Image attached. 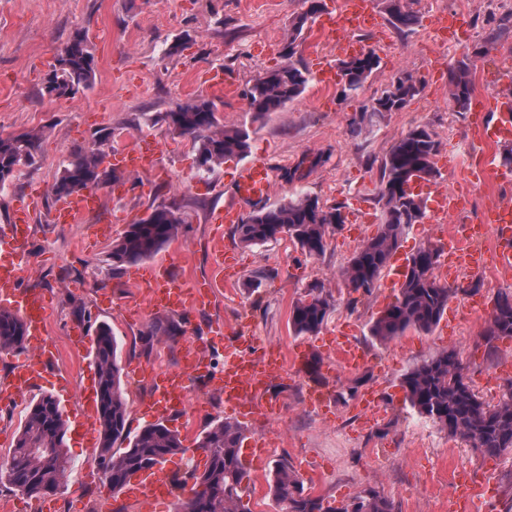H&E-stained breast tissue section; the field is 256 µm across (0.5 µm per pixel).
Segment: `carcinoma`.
Segmentation results:
<instances>
[{
	"label": "carcinoma",
	"instance_id": "obj_1",
	"mask_svg": "<svg viewBox=\"0 0 512 512\" xmlns=\"http://www.w3.org/2000/svg\"><path fill=\"white\" fill-rule=\"evenodd\" d=\"M323 8L320 0H311V8L292 20L288 43L283 47L286 63L267 71L246 91L248 110L256 113L275 112L296 100L308 82V70L297 58L298 39L312 15ZM389 21L401 35L410 34L419 18L403 0H388ZM512 33V11L502 14L490 33L495 41ZM485 54L482 48L465 53L449 70L450 99L456 112L468 110L473 93V57ZM375 54L342 60L347 84L341 90L346 97L362 88L367 78L379 67ZM95 78L94 55L87 34L77 31L64 45V53L56 60L44 90L49 95L73 97L81 89L92 86ZM420 88L410 75H402L373 99L369 112L376 114L403 108L418 95ZM168 124L180 135L192 139L196 151L197 171H211L228 157H244L249 151V134L239 128L219 126L213 103L200 99L179 105L167 114ZM112 132L97 130L90 147L79 151L60 172L53 185L55 197L72 196L100 182L124 181L123 173L102 164L112 148ZM36 136L30 133L0 136V190L9 185L21 167L34 159ZM438 142L425 127H418L397 140L380 163L376 201L381 204L383 221L375 235L368 238L343 271L347 287L354 293L369 294L397 251L406 230L426 216L419 195L405 193L402 184L414 172L423 180L439 175L435 165ZM184 218L167 207L154 208L149 216L129 225L122 237L112 243V266L119 269L156 254L175 239ZM345 223L340 206L325 207L319 199L306 195L286 203L253 211L239 224L234 235L239 244L249 247L264 244L282 235L288 236L309 256L324 254L329 231ZM439 250L430 246L418 250L407 261L396 301L388 305L369 327L372 338L387 343L409 329L427 332L436 326L448 309L449 300L457 295L479 291L475 282L467 288L441 282L434 270ZM335 307L331 291L315 285L297 300L291 314L296 335L313 336L327 321ZM180 334L179 324L157 317L141 332L146 347L165 337ZM23 325L19 316L0 308V352L13 353L22 347ZM512 339V289L499 290L492 299V311L480 342L484 356L498 351L497 342ZM91 353L97 368L100 421V445L95 462L103 472V484L112 493L122 490L132 474L153 466L184 451L180 434L156 423L142 430L130 447L117 454L112 446L128 438L127 400L119 360V343L112 328L102 323L96 329ZM469 362L460 352L443 350L415 365L404 377L406 401L420 416L432 421L448 434L460 438L487 458H496L512 450V381L500 400L490 405L482 400L465 381ZM67 420L60 404L49 395L34 401L16 436L10 456L0 466V481L31 497L57 492L68 478V457L64 438ZM244 429L241 424L215 418L199 435L196 447L204 456L201 472L194 474L191 494L177 498L175 512H251L243 503V481L247 470L241 456ZM275 504L286 502L291 512H396L393 500L374 488L334 506L306 493L304 480L281 460L270 480Z\"/></svg>",
	"mask_w": 512,
	"mask_h": 512
}]
</instances>
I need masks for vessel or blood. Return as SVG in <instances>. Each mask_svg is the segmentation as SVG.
<instances>
[{
	"label": "vessel or blood",
	"mask_w": 512,
	"mask_h": 512,
	"mask_svg": "<svg viewBox=\"0 0 512 512\" xmlns=\"http://www.w3.org/2000/svg\"><path fill=\"white\" fill-rule=\"evenodd\" d=\"M377 16L371 0H340L337 7L319 21L322 32L336 41L342 54L357 51L356 32L377 28ZM473 121L482 136L493 143L512 145V94L500 90L487 97L485 113L475 114ZM159 150L158 143L143 137L109 157L111 166L131 171H145ZM271 169L266 158H254L239 174L232 192L245 202L264 201L271 189ZM430 213L432 223H447L449 217L461 214L466 202L445 185L425 181L415 187ZM99 200L95 193L56 201L53 221L57 224L82 223L85 214L96 211ZM31 204H17L11 222L5 231L11 240L8 250L0 255V301L9 304L23 320L27 335L24 357L15 361L9 376L0 386V397L15 401L39 386L48 376L59 374L58 363L47 345L49 302L38 289L23 287L20 282L24 258L25 238L32 222ZM482 231L491 234L493 254H485L474 241L470 229H463L452 240L439 241L442 262L439 273L448 284H455L459 272L473 275L485 273L487 258H494L497 266L512 268V204H498L488 208ZM140 295L149 308L182 315L195 314L208 305L216 286L212 280L189 282L171 270L168 263H156L147 278L140 282ZM329 350L341 366L348 370L361 368L366 363L364 350L349 336L340 333L330 343ZM183 367L179 370H161L148 374L151 385L149 406L156 419L166 421L185 414L191 402V384L196 364L205 356L204 347L192 340L181 346ZM275 369L267 358V349L257 346L249 356L238 354L225 358L220 372L207 375L206 382L219 391L226 405L243 408H262L263 393ZM80 413L73 420L89 447H97L96 423L98 404L89 399L79 405ZM125 503L131 512H155L159 503H172L176 492L171 482L169 465L160 463L140 472L125 487Z\"/></svg>",
	"instance_id": "vessel-or-blood-1"
}]
</instances>
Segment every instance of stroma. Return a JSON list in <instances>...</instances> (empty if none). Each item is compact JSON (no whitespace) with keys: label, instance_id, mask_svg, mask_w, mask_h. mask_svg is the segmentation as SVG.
<instances>
[{"label":"stroma","instance_id":"35a3bbf8","mask_svg":"<svg viewBox=\"0 0 512 512\" xmlns=\"http://www.w3.org/2000/svg\"><path fill=\"white\" fill-rule=\"evenodd\" d=\"M419 17L409 36L391 26L382 33L360 32L364 50L375 52L380 65L363 87L340 99L337 87L309 82L296 101L277 112L248 111L244 89L266 71L284 62L282 48L292 19L307 10L306 0H0V133L38 134L39 148L31 166L21 168L8 189L0 191V227L9 222L21 200L37 208L27 243L24 278L50 295L48 332L62 378H47L41 391L53 396L67 414H74L79 395L95 390L97 370L89 347L68 336L67 328L82 323L95 331L109 323L120 343V364L128 383V433L137 435L154 422L147 409V384L139 369L161 364L179 368L176 341L163 340L143 350L139 336L152 319L131 286L137 265L113 269L109 259L114 239L152 207L164 205L181 213L185 224L178 237L155 254L187 279L208 277L218 261L212 249L223 236L232 253V286L217 288L185 336L204 338L212 368L222 369L232 333L202 337L212 322L244 324L250 336L279 350L284 366L280 378L265 392L276 402L275 417L244 422L246 439L274 440L260 465L250 470L244 501L251 512H276L267 480L281 459H288L315 497L339 501L373 487L390 497L396 512H448L453 472L467 470L477 486L495 494L467 504L466 512H505L512 504V451L489 459L432 421L417 415L405 400L402 380L414 365L448 348L464 351L470 361L467 382L485 400L497 402L507 383L497 376L502 360L512 359V339L500 342L495 360L484 358L475 344L489 319L488 312H470L465 297L452 301L458 318L451 330H408L388 343L369 334V326L395 301L399 288L381 277L374 291L348 307L349 290L342 272L360 245L375 234L380 207L375 195L378 166L391 146L410 130L425 126L440 144L436 165L439 182L468 192L467 222L479 223L497 199H512V187L492 178L474 184L485 161L494 169L511 167L505 150L478 141L467 113L449 104L448 70L474 46H487L475 60L473 100L497 86L502 69L512 70V36L493 43L485 37L512 0H406ZM465 6L469 26L445 42L435 32L437 15ZM88 35L96 61L93 86L75 98L40 96L43 77L58 48L75 31ZM224 69L234 83L233 95L214 98L222 126L247 130V156L225 159L205 175H197L190 138L179 136L166 115L179 104L202 97V82L212 70ZM411 75L421 90L402 111L386 112L365 121L360 133L351 123L390 82ZM112 128L121 139L148 136L161 150L152 172L129 177L128 190L102 192L101 210L82 224L51 221L58 174L93 133ZM268 158L272 188L265 201L273 207L312 195L327 206L344 204L346 222L331 233L325 253L309 257L288 238L244 247L233 227L216 224L213 213L235 203L230 188L249 159ZM122 215L112 235L101 238L97 226ZM324 285L336 308L320 332L296 336L288 328L293 303L313 285ZM354 330L355 341L368 361L360 369H343L324 346L336 334ZM325 389L329 412L308 402L311 388ZM373 390L382 400L377 417L357 412L360 393ZM71 459L65 486L50 497L57 512H93L99 496L95 453L68 439Z\"/></svg>","mask_w":512,"mask_h":512}]
</instances>
